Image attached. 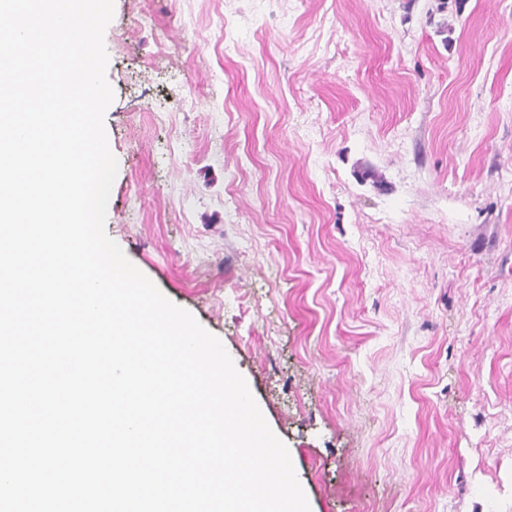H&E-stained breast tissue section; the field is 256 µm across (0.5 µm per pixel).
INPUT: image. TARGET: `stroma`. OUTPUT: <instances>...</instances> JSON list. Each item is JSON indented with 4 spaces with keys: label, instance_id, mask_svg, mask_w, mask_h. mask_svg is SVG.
Returning a JSON list of instances; mask_svg holds the SVG:
<instances>
[{
    "label": "stroma",
    "instance_id": "35a3bbf8",
    "mask_svg": "<svg viewBox=\"0 0 512 512\" xmlns=\"http://www.w3.org/2000/svg\"><path fill=\"white\" fill-rule=\"evenodd\" d=\"M106 233L310 512H512V0H115Z\"/></svg>",
    "mask_w": 512,
    "mask_h": 512
}]
</instances>
